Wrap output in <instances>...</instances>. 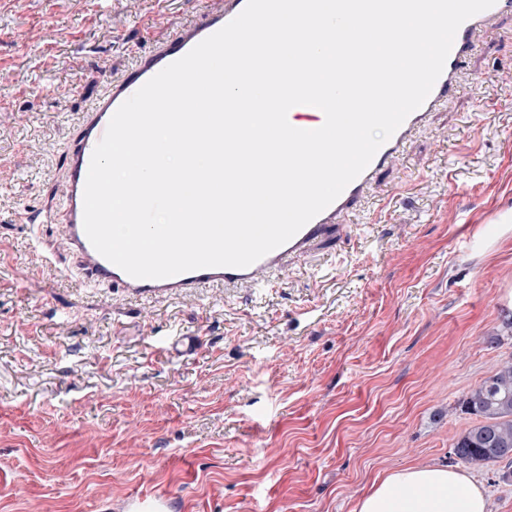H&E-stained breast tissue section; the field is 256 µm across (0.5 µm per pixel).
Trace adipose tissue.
Here are the masks:
<instances>
[{"label": "adipose tissue", "mask_w": 512, "mask_h": 512, "mask_svg": "<svg viewBox=\"0 0 512 512\" xmlns=\"http://www.w3.org/2000/svg\"><path fill=\"white\" fill-rule=\"evenodd\" d=\"M353 512H488V500L465 472L447 466H407L373 484Z\"/></svg>", "instance_id": "obj_1"}]
</instances>
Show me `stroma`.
Listing matches in <instances>:
<instances>
[{
	"label": "stroma",
	"mask_w": 512,
	"mask_h": 512,
	"mask_svg": "<svg viewBox=\"0 0 512 512\" xmlns=\"http://www.w3.org/2000/svg\"><path fill=\"white\" fill-rule=\"evenodd\" d=\"M204 6L0 0V512L152 488L192 512H352L377 476L453 465L461 400L512 357L508 18L346 233L277 286L134 301L83 281L58 222L80 115ZM184 336L196 354L161 349Z\"/></svg>",
	"instance_id": "35a3bbf8"
}]
</instances>
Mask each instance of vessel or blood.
Instances as JSON below:
<instances>
[{
	"label": "vessel or blood",
	"instance_id": "1",
	"mask_svg": "<svg viewBox=\"0 0 512 512\" xmlns=\"http://www.w3.org/2000/svg\"><path fill=\"white\" fill-rule=\"evenodd\" d=\"M247 0H224L221 7L204 8L200 16L172 35L163 46L137 54L130 70L107 84L105 94L83 112L74 143L66 154V178L63 186L64 207L60 222L67 246L80 262L84 280L103 282L125 288L135 298L163 295L182 297L204 286L273 287L291 259L296 258L331 230L343 218L360 208L368 190L380 173L399 158L416 129L429 113L445 104L458 87L459 75L479 38L496 21L512 18V0H496L494 6L466 20L458 29L444 70L421 107L412 112L398 130L377 151L367 168L340 196L309 221L282 246L245 268H202L163 279H137L99 254L83 229L84 187L95 146L103 138L118 107L163 68L187 54L195 45L235 18ZM101 512H186L182 497L163 491L130 494L119 503L101 500Z\"/></svg>",
	"mask_w": 512,
	"mask_h": 512
}]
</instances>
